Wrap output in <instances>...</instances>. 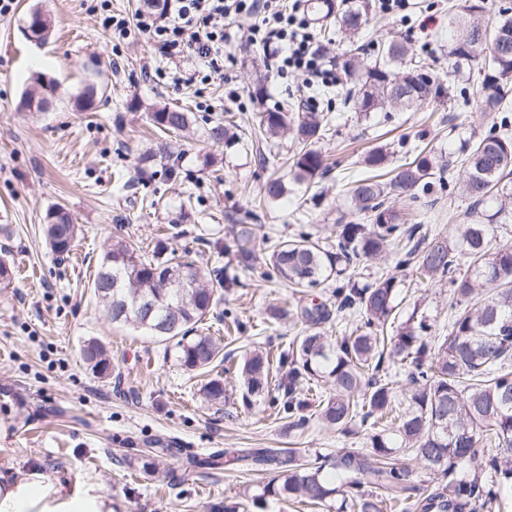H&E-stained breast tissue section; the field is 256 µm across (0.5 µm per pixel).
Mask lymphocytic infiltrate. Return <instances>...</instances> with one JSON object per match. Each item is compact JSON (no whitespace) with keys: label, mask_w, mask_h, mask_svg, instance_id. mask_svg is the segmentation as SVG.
<instances>
[{"label":"lymphocytic infiltrate","mask_w":512,"mask_h":512,"mask_svg":"<svg viewBox=\"0 0 512 512\" xmlns=\"http://www.w3.org/2000/svg\"><path fill=\"white\" fill-rule=\"evenodd\" d=\"M236 17L250 19L251 39L267 47L271 68L331 82L303 0H162L160 14H138L136 25L168 59L189 49L214 60L224 51L225 19Z\"/></svg>","instance_id":"obj_1"}]
</instances>
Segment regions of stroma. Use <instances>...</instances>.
I'll return each mask as SVG.
<instances>
[{"label":"stroma","mask_w":512,"mask_h":512,"mask_svg":"<svg viewBox=\"0 0 512 512\" xmlns=\"http://www.w3.org/2000/svg\"><path fill=\"white\" fill-rule=\"evenodd\" d=\"M464 0H410L406 16L368 9L369 22L354 39L320 37L333 59L338 82L349 49L374 63L379 44L398 34L423 57L449 98L419 112H392L390 119L368 120L339 101L319 99L320 110L335 116L330 137L317 145L333 168L318 186L289 183L279 202L261 201L260 188L273 173L286 174L291 140L257 147L213 144L206 119L256 121L260 112L313 96L320 81L305 73L279 76L261 45L248 44L247 25L231 20L224 44L222 74L210 75L208 62L183 53L171 63L148 35L134 27L143 0H15L0 15V207H8L9 230L0 232V259L16 275L0 288V473H43L69 485L94 482L112 498L114 512H224L265 483L269 471L237 466L198 468L185 475L189 459H205L231 448H295L327 454L365 448L371 423L340 432L311 422L300 428L277 417L262 403L245 407L239 375L224 377L226 400L207 407L197 396L201 377H192L164 346L128 326L112 324L96 301L91 282L113 233L150 251L159 231L172 224L205 231L203 239L175 240L188 247L198 266L217 262L226 279L238 284L224 293V307L241 329L219 323L224 351L241 360L248 343L272 340L286 348L298 336L293 323L269 322L265 309L289 298L284 286L242 275L233 253L232 226L245 210L258 214L257 251L267 237H294L310 229L332 236L340 217L349 216L343 184L356 176L358 158L373 146L400 151L402 143L425 140L454 160L463 139L487 130L491 117L477 101L460 103L476 75L455 60L449 46L458 30ZM47 12L53 32L43 42L26 35L29 14ZM130 21L127 35L107 27L106 17ZM267 76L255 94L243 76L250 69ZM55 82L45 110H22L18 103L35 75ZM98 94L93 109L79 111L76 97L86 84ZM196 113V135L183 141L184 174L139 176L136 157L155 139L147 117L151 106ZM222 158L223 178L202 168L205 155ZM155 207L142 208L141 198ZM67 208L84 228L69 258L53 256L42 224L49 207ZM470 205L429 199L415 220L430 233L453 236ZM222 256H215L214 244ZM402 316L419 313L434 334L448 325L452 297L447 284L407 276L400 285ZM108 349L112 372L103 377L81 359L84 341Z\"/></svg>","instance_id":"stroma-1"}]
</instances>
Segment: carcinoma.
<instances>
[{
	"instance_id": "obj_1",
	"label": "carcinoma",
	"mask_w": 512,
	"mask_h": 512,
	"mask_svg": "<svg viewBox=\"0 0 512 512\" xmlns=\"http://www.w3.org/2000/svg\"><path fill=\"white\" fill-rule=\"evenodd\" d=\"M466 17L450 54L477 65L476 95L485 112L506 110L512 105V8L499 10L493 23L484 20L487 0H469ZM362 12L326 13L339 32L358 33ZM379 62L364 64L352 55L344 61V73L352 86L345 100L368 117L389 105L418 110L427 101L444 95V87L429 68L415 60L406 42L392 37L379 49ZM153 125L163 133L188 138L197 117L166 106L149 112ZM507 117L492 123L474 142L463 141L461 154L465 175L450 174L445 163L419 145L393 165V154L376 148L361 160L365 174L348 181L345 192L353 208L367 222L336 225V245L327 247L311 234L273 244L266 255L269 271L263 279H277L289 288H319L333 279L334 303L322 301L310 307L275 306L269 317L300 322L304 334L284 350L271 353V343L250 351L239 370L246 386L242 396L250 406L267 400L268 407L294 426L308 422L307 396L323 385L330 394L317 418L323 424L346 430L355 421L388 422L396 427L392 439L381 429L369 436L366 451L342 450L334 455L303 457L293 448H243L221 452L206 460L191 462L213 466L268 467L272 477L252 495L256 505L269 498L307 503L325 512H383L389 506L399 512H491L512 496V248L490 251L487 225L470 219L458 225L452 241L423 232L422 225L408 224L386 201L397 193L415 204L428 195L457 194L475 205L492 199L493 214L503 222L512 216V133ZM331 118L300 101L260 113L251 128L255 138L273 141L288 134L296 144L290 171L298 183L311 184L326 169L315 144L330 131ZM208 136L224 146L235 144V133L223 121H210ZM182 153L169 147H148L139 163L159 161L164 174L176 177ZM285 183L276 176L263 185L268 201L283 198ZM255 224L233 225L236 258L244 271L255 269L257 256L252 240ZM44 231L52 252L68 255L81 228L59 206L44 217ZM391 245L400 247L393 271L362 284L354 269L375 259ZM414 270L432 279L448 278L459 310L448 321V334L432 336L425 317L412 314L390 338L378 335L397 316L402 273ZM234 282L224 279V268L204 273L160 239L148 253L122 238L112 241L95 274L94 295L112 322L146 330L171 347L176 361L187 372L214 364L224 349L221 339L199 331V325L214 318L224 300V289ZM493 293L478 298L479 290ZM150 296L157 303V319L174 315L177 327L170 333L155 329L133 312L123 316L117 305L136 297ZM355 319L348 335L331 339L320 325L332 319ZM82 359L91 370L105 375L111 368L105 348L90 341ZM408 370L410 389L399 398L397 374ZM201 398L209 404L225 399L224 381L215 377L201 385ZM494 445L485 456L481 447ZM410 451L430 474L429 484L416 480L415 469L402 459ZM462 462H470L469 479L450 475ZM340 476L335 484L328 476Z\"/></svg>"
}]
</instances>
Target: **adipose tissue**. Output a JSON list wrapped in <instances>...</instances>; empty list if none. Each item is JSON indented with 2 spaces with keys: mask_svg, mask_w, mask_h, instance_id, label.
I'll list each match as a JSON object with an SVG mask.
<instances>
[{
  "mask_svg": "<svg viewBox=\"0 0 512 512\" xmlns=\"http://www.w3.org/2000/svg\"><path fill=\"white\" fill-rule=\"evenodd\" d=\"M0 512H113L112 499L99 485L72 490L33 472L0 478Z\"/></svg>",
  "mask_w": 512,
  "mask_h": 512,
  "instance_id": "1",
  "label": "adipose tissue"
}]
</instances>
